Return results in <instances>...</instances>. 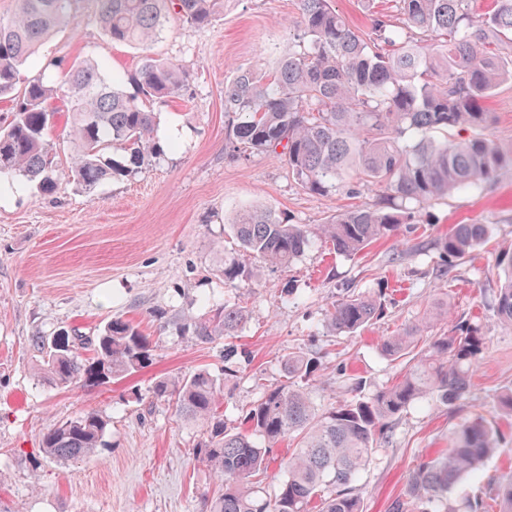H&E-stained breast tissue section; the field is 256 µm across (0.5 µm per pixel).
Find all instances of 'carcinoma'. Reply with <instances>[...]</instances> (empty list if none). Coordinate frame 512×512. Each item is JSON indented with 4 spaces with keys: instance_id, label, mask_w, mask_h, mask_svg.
I'll use <instances>...</instances> for the list:
<instances>
[{
    "instance_id": "1",
    "label": "carcinoma",
    "mask_w": 512,
    "mask_h": 512,
    "mask_svg": "<svg viewBox=\"0 0 512 512\" xmlns=\"http://www.w3.org/2000/svg\"><path fill=\"white\" fill-rule=\"evenodd\" d=\"M14 15L0 19V99L12 103L0 126V178L22 179L44 194L63 182L86 193L165 154L157 138L156 106L184 95L188 75L150 52L170 19L204 28L228 0H95L96 18L113 43L142 50L137 68L115 74L103 60L86 58L64 66L49 60L44 70L60 77L32 80L22 70L40 47L69 23L82 0H15ZM295 49L271 73L239 68L224 85L228 155L254 152L284 157L296 184L310 194L344 188L350 194L380 186L384 195L351 207L314 230L291 224L260 205L240 208L230 224L240 251L271 268H286L321 236L336 252L356 255L371 243L394 238L414 224L420 209L448 195L495 180L512 166L505 149L484 134L490 113L484 102L512 82V0H491L480 16L473 0H395L401 23L371 10L366 31L353 28L331 0H299ZM432 37L424 44L414 35ZM67 115L65 136L72 165L63 170L53 132ZM121 153L120 159L114 154ZM488 224H456L436 243L440 275L491 236ZM496 319L512 326V249L500 252ZM224 285L238 287L245 264L224 255ZM387 310L383 290L347 293L328 310L338 333L364 330ZM451 315L440 302L416 324L382 340L381 351L404 363L391 385L365 397L344 398L318 409L304 387L318 369L312 354H288L285 383L265 388L239 426L225 425L224 382L237 373L233 339L245 322L240 301L202 317L186 316L182 330L202 344L224 338V369L199 368L177 378H159L149 388L157 401L193 423L199 436L194 459L214 476L202 512H363L357 483L373 451L390 443L397 422L416 402L464 400L487 350L488 337L470 320L416 349L417 336ZM43 353L45 376L57 387L81 382L108 384L153 362V346L139 325L120 316L97 336L63 333L33 338ZM90 355H85V352ZM109 420L81 411L48 428L43 457L61 464L98 456ZM294 448L287 474L273 494L258 490L274 448L284 439ZM498 426L479 418L455 428L448 449L419 463L408 475V501L393 512H456L448 492L479 474L500 447ZM498 512H512V477L488 480Z\"/></svg>"
}]
</instances>
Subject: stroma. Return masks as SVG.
<instances>
[{
  "mask_svg": "<svg viewBox=\"0 0 512 512\" xmlns=\"http://www.w3.org/2000/svg\"><path fill=\"white\" fill-rule=\"evenodd\" d=\"M93 11L86 0L43 56L65 64L96 58L116 72L134 70L139 51L108 40ZM299 20L298 0H228L207 28L172 21L152 47L189 76L185 96L157 110V136L171 151L91 195L71 184L45 196L18 181L0 183V472L7 476L0 512H202L212 477L189 453L197 430L176 422L171 406L148 390L160 377L221 371L223 340L202 344L179 327L184 316L204 315L234 296L243 300L247 320L236 340L239 372L224 389L231 427L258 398L255 379L283 383L280 361L289 352L320 357L313 383L321 409L352 396L353 379L363 380L366 396L390 385L400 365L381 354L379 343L415 323L431 301H448L488 336L466 399L452 408L436 398L414 405L391 443L375 450L358 482L363 512H392L406 496L409 472L447 447L454 428L477 418L498 422L504 437L482 476L451 491L452 503L490 504L487 476L512 472V419L501 418L499 404L512 387V327L492 310L495 257L512 246V169L485 188L435 201L410 233L360 254L335 253L316 239L289 268L253 260L252 276L239 288L224 284L221 262L233 246L229 224L239 208L260 204L313 228L379 194L374 186L353 196L343 189L310 194L289 176L282 157L226 154L225 83L239 67L271 70L293 48ZM486 109V136L512 145L511 82ZM467 223L491 225L490 240L438 275L437 239ZM381 286L391 298L386 316L353 334L329 327L333 301L350 289ZM119 315L150 336V367L98 387L45 381L33 337L61 330L92 337ZM87 410L110 422L99 457L70 466L43 459V432Z\"/></svg>",
  "mask_w": 512,
  "mask_h": 512,
  "instance_id": "stroma-1",
  "label": "stroma"
}]
</instances>
